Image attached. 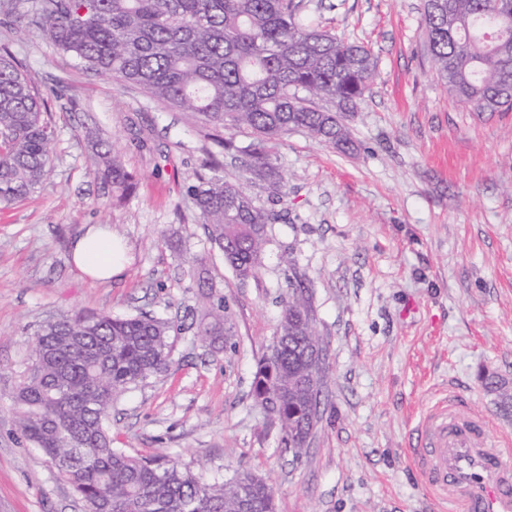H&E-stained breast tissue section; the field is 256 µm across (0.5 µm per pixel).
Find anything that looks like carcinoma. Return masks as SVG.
<instances>
[{"mask_svg": "<svg viewBox=\"0 0 512 512\" xmlns=\"http://www.w3.org/2000/svg\"><path fill=\"white\" fill-rule=\"evenodd\" d=\"M423 28L439 77L476 112L512 109V0H423ZM36 26L86 68L140 86L151 98L201 116L229 133L248 128L242 149L254 178L272 181L270 143L301 129L336 146L353 147L340 113L355 112L376 77L370 48L345 41L300 15L298 0H42ZM28 68L0 50V205L37 192L51 167L47 98ZM334 101L323 110L316 98ZM103 175L119 199L135 176L91 135ZM199 176L191 194L209 238L242 280L256 274L278 215L258 208L241 186L215 173ZM172 324L155 316L76 313L34 332L36 367L12 398L27 440L69 482L87 512H276L272 488L245 471L208 481L177 460L139 457L112 447L109 425L118 395L166 373ZM234 335L224 299L204 306L198 336L212 349ZM330 373L315 326L310 288L289 283L279 333L254 376L255 403L278 418L282 440L297 456L320 421ZM501 408L512 392L485 378Z\"/></svg>", "mask_w": 512, "mask_h": 512, "instance_id": "cac0c4a2", "label": "carcinoma"}]
</instances>
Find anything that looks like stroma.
<instances>
[{"mask_svg": "<svg viewBox=\"0 0 512 512\" xmlns=\"http://www.w3.org/2000/svg\"><path fill=\"white\" fill-rule=\"evenodd\" d=\"M38 2L0 0V47L38 89H66L47 104L49 176L0 206V512H85L12 409L34 331L75 312L141 311L174 322L173 363L113 401L114 447L178 459L209 480L253 470L273 487L277 512H436L407 458L415 418L435 395L455 390L492 434H512V413L483 384L490 373L512 382V110L475 112L449 94L426 47L423 0H304L327 30L371 47L377 76L359 111L343 115L356 151L290 131L272 153L278 187L252 178L244 155L219 154V128L55 48L31 22ZM94 130L137 179L124 200L94 173ZM212 152L221 175L278 215L244 281L188 192ZM93 224L126 245L117 278L91 279L73 262V239ZM299 279L331 366L300 457L252 396ZM211 298L235 322L220 351L197 335Z\"/></svg>", "mask_w": 512, "mask_h": 512, "instance_id": "obj_1", "label": "stroma"}]
</instances>
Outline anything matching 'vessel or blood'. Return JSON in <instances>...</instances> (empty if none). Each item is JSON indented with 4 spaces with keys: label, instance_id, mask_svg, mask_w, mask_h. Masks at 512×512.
Segmentation results:
<instances>
[{
    "label": "vessel or blood",
    "instance_id": "1",
    "mask_svg": "<svg viewBox=\"0 0 512 512\" xmlns=\"http://www.w3.org/2000/svg\"><path fill=\"white\" fill-rule=\"evenodd\" d=\"M409 457L441 512H512V435L493 444L488 417L455 395L415 423Z\"/></svg>",
    "mask_w": 512,
    "mask_h": 512
}]
</instances>
